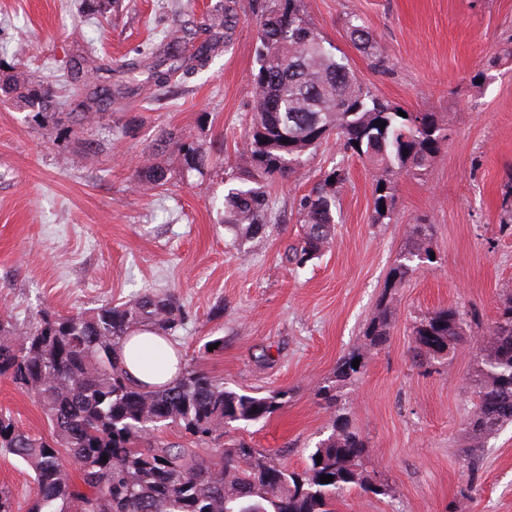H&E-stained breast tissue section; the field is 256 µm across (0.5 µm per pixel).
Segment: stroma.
<instances>
[{
    "label": "stroma",
    "instance_id": "35a3bbf8",
    "mask_svg": "<svg viewBox=\"0 0 512 512\" xmlns=\"http://www.w3.org/2000/svg\"><path fill=\"white\" fill-rule=\"evenodd\" d=\"M216 0H0V65L32 81L66 73L94 49L96 84L130 82L128 62L179 29L188 50L216 36ZM322 34L374 94L409 112H436L449 139L426 174L402 179L397 207L372 221L373 172L346 159L336 231L319 259L294 270L285 259L301 232L294 202L337 155L323 145L297 174L272 183L265 237L234 241L224 228L225 171L238 166L251 114L255 29L242 20L209 65L163 93L134 91L77 126L68 113L36 123L0 92V313L28 319L72 315L136 299L175 295L186 320L176 339L225 386L251 395L288 391L287 404L241 436L302 470L333 413L315 388L355 347L372 317L408 225L433 226L435 264L416 271L394 299L388 342L372 351L348 396L365 467L389 495L353 487L339 512H512V425L485 441L482 479L467 481L465 422L473 410L472 353L416 368L412 325L442 307L477 311L490 324L512 292V227L502 226V186L512 174V65L490 66L512 47V0H303ZM358 14L383 45L390 68L374 72L350 42ZM221 150V163L184 172L165 153L171 179L143 190L136 171L160 131ZM102 144L96 160L85 142ZM224 340L221 352L207 341ZM0 411L26 430L49 428L35 398L0 378Z\"/></svg>",
    "mask_w": 512,
    "mask_h": 512
}]
</instances>
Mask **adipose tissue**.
Instances as JSON below:
<instances>
[{"label":"adipose tissue","mask_w":512,"mask_h":512,"mask_svg":"<svg viewBox=\"0 0 512 512\" xmlns=\"http://www.w3.org/2000/svg\"><path fill=\"white\" fill-rule=\"evenodd\" d=\"M123 355L126 370L135 383L160 386L174 381L180 374L176 350L152 331L132 334L123 344Z\"/></svg>","instance_id":"obj_1"}]
</instances>
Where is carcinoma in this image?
I'll return each mask as SVG.
<instances>
[{
    "mask_svg": "<svg viewBox=\"0 0 512 512\" xmlns=\"http://www.w3.org/2000/svg\"><path fill=\"white\" fill-rule=\"evenodd\" d=\"M255 2L253 118L246 166L227 175L225 227L237 240L265 236L273 214L267 186L296 173L332 136L338 153L373 170L372 223H385L395 212L399 181L423 175L448 140V129L436 112H409L404 118L400 107L372 94L345 54L307 17L302 0ZM239 10L240 0H217L210 26L230 33L240 20ZM347 32L371 66L385 71L384 48L361 17L349 15ZM218 52V42L203 44L173 56L169 68H155L149 78L165 88L176 74L204 68ZM62 84L70 100L96 98L87 75L68 73ZM3 86L16 102L37 109L36 121L48 117L47 105L57 98L52 87L36 86L21 73L0 71ZM157 146L163 153H177L187 172L200 170L217 155L211 146L188 143L167 131L158 135ZM170 175L153 156L137 170L148 190L163 188ZM347 179L346 167L335 162L298 200L302 233L285 255L295 269L319 257L332 239L338 195ZM502 194L500 223L512 224V176ZM431 253L432 225H410L362 339L336 362L330 380L318 386L316 395L334 410V419L331 433L300 472L242 438L219 443L234 424L276 413L287 403L288 392L238 393L193 362L184 363L180 377L160 388L127 378L119 352L133 332L146 327L176 339L185 316L174 295L149 291L119 305L75 315L42 311L25 321L1 313L0 377L37 398L50 434L24 430L0 414V454L13 456L33 473L27 507L2 486L0 512H335L336 500L367 481L366 444L347 416L343 389L361 373L367 355L388 341L394 296L410 275L433 263ZM411 336L412 362L418 367L446 360L463 345L472 350L474 411L466 420L465 467L468 481L476 483L485 439L512 423V293L499 298L494 321L484 329L473 330L456 308H441L416 319ZM169 426L184 429L200 447L176 448L156 440L154 432ZM67 460L77 464V476L69 473ZM328 475L333 481L322 482Z\"/></svg>",
    "mask_w": 512,
    "mask_h": 512,
    "instance_id": "obj_1",
    "label": "carcinoma"
}]
</instances>
